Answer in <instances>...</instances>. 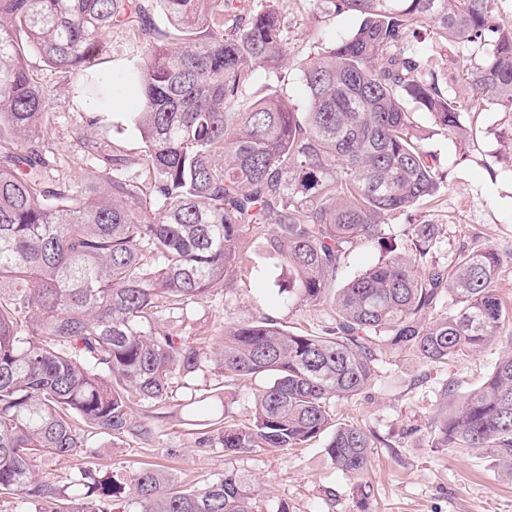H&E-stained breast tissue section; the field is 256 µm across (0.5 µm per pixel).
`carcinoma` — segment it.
<instances>
[{
  "label": "carcinoma",
  "instance_id": "1",
  "mask_svg": "<svg viewBox=\"0 0 512 512\" xmlns=\"http://www.w3.org/2000/svg\"><path fill=\"white\" fill-rule=\"evenodd\" d=\"M154 2L172 30L140 0H0V496L28 512H263L236 473L188 489L158 467L90 461L97 436H150L134 410H162L176 385L194 390L210 362L235 384L270 381L249 423L212 413L197 444L286 453L327 436L332 464L362 479L382 440L336 419L328 400L369 386L384 350L441 367L512 327L495 250L464 247L445 266L430 260L436 225H413L406 256L385 230L446 179L416 115L467 138L477 132L465 115L512 112V25L499 21L500 0H312L360 23L305 64L301 105L275 89L244 99L254 72L278 70L288 53L279 0ZM132 13L143 102L122 121L144 143L151 219L125 176L134 159L109 141L82 140L105 166L102 182L77 191L74 179L51 178L40 137L60 102L26 56L65 74V102L88 99L106 77L103 35ZM421 35L456 46L464 95L413 51ZM248 234L282 258V291L330 303L323 332L264 316L205 342L178 335L189 307L251 277L239 261ZM361 243L383 256L337 287ZM507 340L478 390L441 388L431 428L434 447L488 450L512 470ZM49 462L70 464L67 483L35 478Z\"/></svg>",
  "mask_w": 512,
  "mask_h": 512
}]
</instances>
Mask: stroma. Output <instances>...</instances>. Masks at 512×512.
<instances>
[{"mask_svg": "<svg viewBox=\"0 0 512 512\" xmlns=\"http://www.w3.org/2000/svg\"><path fill=\"white\" fill-rule=\"evenodd\" d=\"M279 7L289 42L282 67L286 78L280 82L274 73L257 70L246 93L261 94L264 86L274 82L281 95L298 104L304 99L301 69L308 57L327 39L349 34L358 20L349 14L325 12L312 0H280ZM104 46L112 62V83L103 84L97 97L52 113L43 137L63 169L87 185L98 182L104 171L78 140L89 129V116L107 103L117 112H132L138 105L131 66L136 47L126 29H113ZM475 123L477 138L465 142L426 125L428 144L447 179L436 199L418 211L417 219L441 229L432 253L439 264H448L464 246L497 251L504 259L498 288L512 303V115L484 112ZM240 259L254 269V282L193 305L179 324L182 336L198 340L210 336L215 325L230 326L263 316L291 331L322 329L329 318L324 307L280 293L278 283L284 280L285 271L263 239L244 242ZM497 353L492 346L436 371L413 356L389 351L382 354L371 386L351 400H331L340 418L360 424L384 442L374 451L367 476L371 495L366 500L354 480L331 463L322 439L285 454L257 450L229 455L214 446L197 447L188 424L200 415L190 391L183 389L170 398L165 418L153 422L150 439L130 435L115 443L99 437L95 461L105 470L157 464L188 488L203 487L234 472L249 481L268 512H275L282 503L289 512H512V472L485 453L434 448L429 428L442 386L451 381L460 383L465 392L478 388L492 370ZM200 382L208 389L207 403L213 411L248 421L253 388L226 384L213 367Z\"/></svg>", "mask_w": 512, "mask_h": 512, "instance_id": "35a3bbf8", "label": "stroma"}]
</instances>
